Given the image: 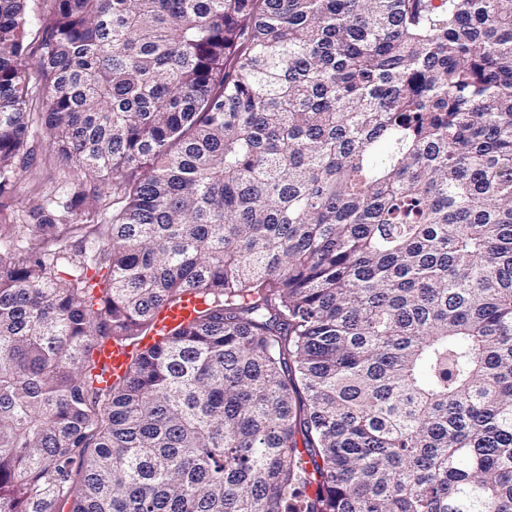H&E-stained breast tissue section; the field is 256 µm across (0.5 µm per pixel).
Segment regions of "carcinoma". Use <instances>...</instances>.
<instances>
[{
    "instance_id": "obj_1",
    "label": "carcinoma",
    "mask_w": 512,
    "mask_h": 512,
    "mask_svg": "<svg viewBox=\"0 0 512 512\" xmlns=\"http://www.w3.org/2000/svg\"><path fill=\"white\" fill-rule=\"evenodd\" d=\"M26 2L0 196L112 219L0 225V512H512V0H55L38 114ZM28 168L8 194L0 197V224L24 225L25 236L35 237L39 224V207L62 184H68L72 193H84L91 201L93 183L78 180L50 143L43 129L31 137L27 145ZM202 308L201 298L196 295H187L179 304L169 307L158 316L155 329L150 336L143 339L138 346H124L113 344L112 348H106L100 355L101 363L107 370V375L112 374V379L122 376L129 364L132 352L145 350L155 343L160 336H165L170 330L179 324H186L195 316L196 310Z\"/></svg>"
}]
</instances>
